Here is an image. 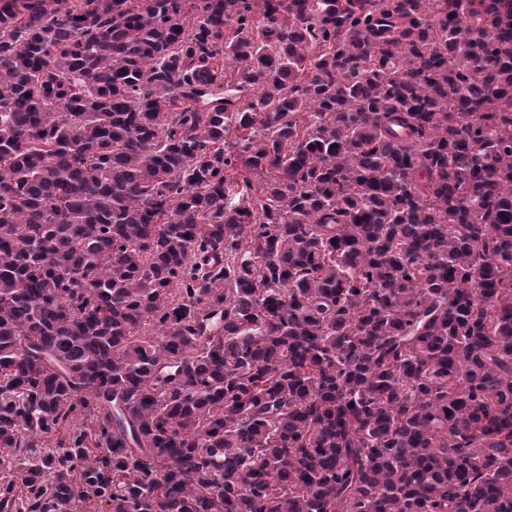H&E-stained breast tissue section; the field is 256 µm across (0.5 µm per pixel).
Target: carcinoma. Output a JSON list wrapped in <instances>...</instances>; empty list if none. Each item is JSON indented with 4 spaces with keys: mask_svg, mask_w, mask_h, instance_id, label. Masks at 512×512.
Listing matches in <instances>:
<instances>
[{
    "mask_svg": "<svg viewBox=\"0 0 512 512\" xmlns=\"http://www.w3.org/2000/svg\"><path fill=\"white\" fill-rule=\"evenodd\" d=\"M79 503L512 512V0H0V512Z\"/></svg>",
    "mask_w": 512,
    "mask_h": 512,
    "instance_id": "obj_1",
    "label": "carcinoma"
}]
</instances>
